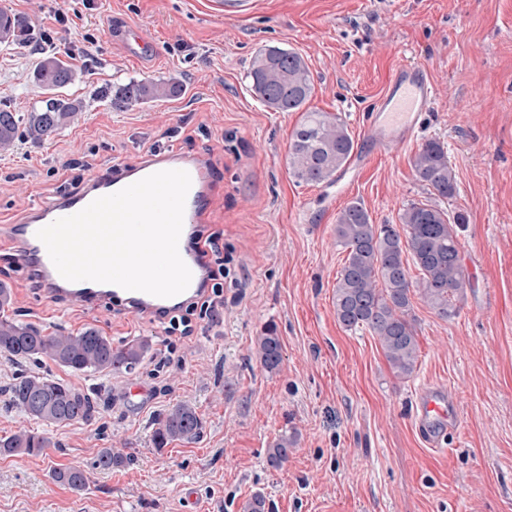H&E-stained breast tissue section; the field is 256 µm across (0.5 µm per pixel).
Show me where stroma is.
Masks as SVG:
<instances>
[{"instance_id":"obj_1","label":"stroma","mask_w":512,"mask_h":512,"mask_svg":"<svg viewBox=\"0 0 512 512\" xmlns=\"http://www.w3.org/2000/svg\"><path fill=\"white\" fill-rule=\"evenodd\" d=\"M256 2L225 19L208 0H95L63 27L53 17L68 0H0L77 67L61 95L84 103L53 139L0 151V281L12 287L13 312L50 333L93 326L117 345L150 341L134 370L109 374L0 356V436L44 430L54 443L38 456H0V512H244L256 494L266 512H512V0ZM138 30L151 39L140 52L126 43ZM269 46L303 56L315 87L309 108L336 114L357 143L399 65L425 67L436 100L413 138L372 159L337 198L331 184L290 173L299 113L270 111L249 89L250 61ZM36 62L27 48L0 46V101L30 111L42 97ZM169 77L183 83L181 96L128 111L97 95ZM431 139L457 181L444 207L467 217L459 241L470 286L450 319L413 296L419 360L402 380L371 332L336 319L347 253L334 226L353 201L376 224L431 201L412 168ZM159 149L205 159L215 204L200 229L224 245V307L185 337H166L160 322L118 303L91 310L49 299L14 262L8 229L29 205L79 193ZM270 323L282 342L273 373L256 357ZM24 371L102 390L110 405L96 423L44 427L8 403ZM433 386L460 411L437 450L416 423ZM180 401L196 405L200 440L155 448L156 419ZM285 433L297 443L276 470L266 452ZM104 448L127 462L92 470L81 492L51 480L53 469L89 467Z\"/></svg>"}]
</instances>
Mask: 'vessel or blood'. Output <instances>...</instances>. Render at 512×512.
I'll list each match as a JSON object with an SVG mask.
<instances>
[{
  "instance_id": "vessel-or-blood-1",
  "label": "vessel or blood",
  "mask_w": 512,
  "mask_h": 512,
  "mask_svg": "<svg viewBox=\"0 0 512 512\" xmlns=\"http://www.w3.org/2000/svg\"><path fill=\"white\" fill-rule=\"evenodd\" d=\"M435 87L428 72L410 64L400 66L389 78L376 109L368 119L364 139L367 150L358 151L351 162L336 177L337 194H345L359 179L370 155L385 154L395 145L406 143L414 134L417 117L433 103ZM164 170H183L191 177V187L185 204L179 253L192 273L189 287L183 293L160 298L141 291H128L114 284L92 281L70 282L55 269L37 231L55 220L73 215L94 199L114 193L152 173ZM211 173L206 162L198 157L168 152L148 155L138 164L96 176L82 191L31 205L11 233L24 261L40 272L45 293L50 299H74L88 307H97L109 297L142 314L163 319L193 301L202 292L204 258L190 244L192 225L201 223L213 204L210 193ZM459 413L456 402L446 388H429L422 396L418 421L420 426L445 423L456 425Z\"/></svg>"
}]
</instances>
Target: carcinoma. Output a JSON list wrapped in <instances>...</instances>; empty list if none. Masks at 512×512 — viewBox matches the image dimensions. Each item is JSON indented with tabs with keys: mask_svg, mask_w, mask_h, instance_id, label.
<instances>
[{
	"mask_svg": "<svg viewBox=\"0 0 512 512\" xmlns=\"http://www.w3.org/2000/svg\"><path fill=\"white\" fill-rule=\"evenodd\" d=\"M31 24L24 17L0 8V43L32 44ZM77 71L54 50H46L32 72V81L45 97L30 112L0 108V150L10 149L21 137L40 145L74 121L83 104L58 97L59 90L73 84ZM247 78L253 95L274 112H299L301 119L289 142L288 165L302 183L318 185L333 180L355 149L354 140L340 118L329 112H313L306 104L314 92L313 78L302 55L280 47L258 51L251 60ZM181 82L132 80L109 97L112 109L126 111L148 102L171 99L182 93ZM415 178L435 196V203H411L399 214L397 224H374L360 202L344 207L336 218V241L348 252L337 277L333 305L338 322L348 330L366 328L381 342L386 360L400 378L412 375L418 361V341L411 316L414 291L440 317L457 313L454 301L464 295L469 278L459 256V232L467 217L449 216L438 205L453 196L456 179L448 153L435 140L420 146L413 159ZM410 252L421 278L413 280L405 265ZM11 286L0 281V355L32 362L49 360L75 373H110L131 370L141 360L147 342L122 345L94 327L73 333L47 334L40 326L7 314L12 308ZM257 357L267 372L282 362V343L277 329L268 326L257 342ZM8 401L27 416L47 426L74 421L92 422L100 413L99 399L82 393L49 374H22L7 391ZM203 431L196 407L188 402L172 405L159 417L154 446L171 442H195ZM295 438L283 434L267 450L268 464L280 468L288 461ZM54 443L44 433L22 429L0 437V456L40 455ZM124 463V457L102 449L92 468L109 471ZM53 482L74 491L88 484L83 467L52 471Z\"/></svg>",
	"mask_w": 512,
	"mask_h": 512,
	"instance_id": "obj_1",
	"label": "carcinoma"
}]
</instances>
